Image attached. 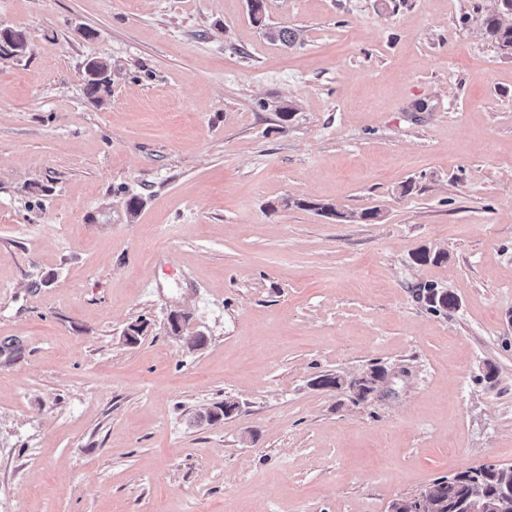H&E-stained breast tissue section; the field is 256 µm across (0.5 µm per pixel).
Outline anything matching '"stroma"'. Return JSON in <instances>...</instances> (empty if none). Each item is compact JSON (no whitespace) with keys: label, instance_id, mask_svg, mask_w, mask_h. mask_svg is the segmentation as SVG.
<instances>
[{"label":"stroma","instance_id":"obj_1","mask_svg":"<svg viewBox=\"0 0 512 512\" xmlns=\"http://www.w3.org/2000/svg\"><path fill=\"white\" fill-rule=\"evenodd\" d=\"M489 4L266 0L286 47L247 0H0L29 39L0 55V512H390L512 466V55ZM429 283L455 307L429 311ZM250 15L255 24L265 27V33L271 41L279 42L288 47L296 41L297 33L294 29L288 27H267L262 24L265 17V0H249ZM108 65L101 60L92 59L85 65L86 73V95L93 102L101 100L100 94L107 93L110 87V76ZM296 207L301 209H313L316 210L317 213H320L323 216H335L337 219L342 221H358L365 224L375 223L378 219V210L377 209H365L361 212H348L342 213L336 210V207L327 204V203H314L308 202L306 200H298L295 202Z\"/></svg>","mask_w":512,"mask_h":512}]
</instances>
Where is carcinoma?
<instances>
[{
    "mask_svg": "<svg viewBox=\"0 0 512 512\" xmlns=\"http://www.w3.org/2000/svg\"><path fill=\"white\" fill-rule=\"evenodd\" d=\"M512 15V0H498L497 7L491 8L484 16L483 24L486 34L498 46L507 50L512 48V23L507 17ZM265 33L268 38L284 46L296 41L297 33L288 27H267ZM28 48V39L24 31L11 28L0 30V51L9 55H21ZM86 95L94 102L101 100V94L108 92L110 76L108 65L98 59H92L85 65ZM294 205L301 209H313L323 216L336 217L342 221H358L371 224L378 219V210L365 209L361 212L342 213L336 207L327 203H314L298 200L286 205ZM420 298L424 299L428 309L435 313L451 309L455 305L453 296L437 290L428 285L419 290ZM381 374L380 368L373 369L372 373L351 384L356 399L365 400L374 390ZM481 488L488 496L486 512H512V466H498L494 464L481 465L469 468L451 477L434 480L421 490V501L415 504L413 499L399 500L393 504L395 512H412V508L419 507L418 512H466L471 502L470 494L473 489Z\"/></svg>",
    "mask_w": 512,
    "mask_h": 512,
    "instance_id": "cac0c4a2",
    "label": "carcinoma"
}]
</instances>
